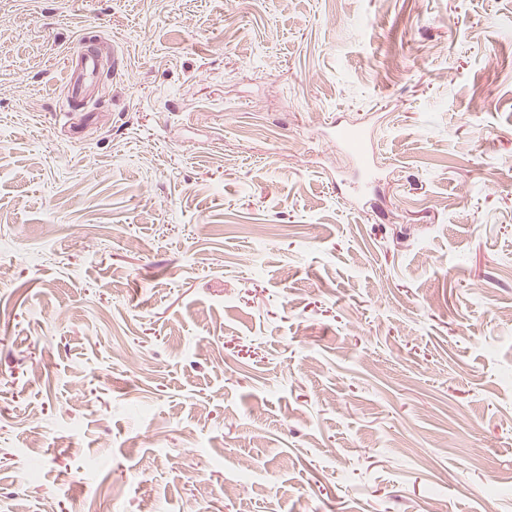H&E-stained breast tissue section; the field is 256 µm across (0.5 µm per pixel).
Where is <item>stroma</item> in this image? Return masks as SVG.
<instances>
[{"label": "stroma", "instance_id": "obj_1", "mask_svg": "<svg viewBox=\"0 0 512 512\" xmlns=\"http://www.w3.org/2000/svg\"><path fill=\"white\" fill-rule=\"evenodd\" d=\"M0 269V512H512V0H0ZM79 44L76 54L70 59L66 77V88L74 101L86 99L91 83L104 67V55L97 41L87 42L82 35Z\"/></svg>", "mask_w": 512, "mask_h": 512}]
</instances>
